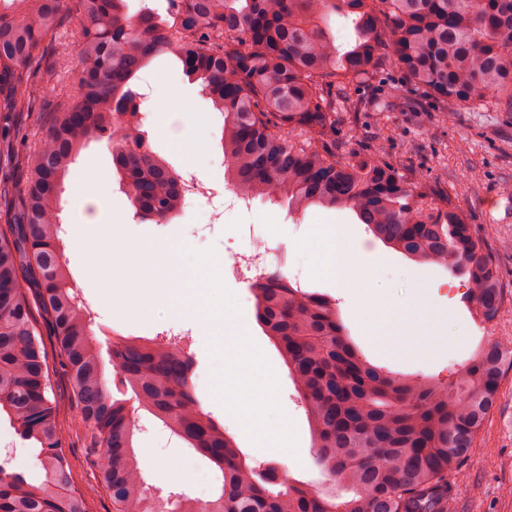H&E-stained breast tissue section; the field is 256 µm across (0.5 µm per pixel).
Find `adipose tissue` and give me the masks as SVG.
I'll return each instance as SVG.
<instances>
[{
    "label": "adipose tissue",
    "instance_id": "1",
    "mask_svg": "<svg viewBox=\"0 0 512 512\" xmlns=\"http://www.w3.org/2000/svg\"><path fill=\"white\" fill-rule=\"evenodd\" d=\"M121 219L99 223L90 218L73 238V256L86 271L85 281L99 288L103 297L121 304H151L178 292L182 279L176 261L165 251H158L160 265L153 287H145L128 262L143 251L141 242L123 236ZM372 266L365 256L355 252L339 253L336 282L354 298L362 328L369 337L388 350L400 353L417 351L420 346L444 342L438 329L448 321V314L436 315L426 302V290H415L413 301L400 310L384 306L368 281Z\"/></svg>",
    "mask_w": 512,
    "mask_h": 512
}]
</instances>
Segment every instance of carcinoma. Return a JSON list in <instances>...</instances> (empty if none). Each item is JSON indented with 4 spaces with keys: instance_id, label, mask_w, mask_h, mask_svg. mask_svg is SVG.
Listing matches in <instances>:
<instances>
[{
    "instance_id": "cac0c4a2",
    "label": "carcinoma",
    "mask_w": 512,
    "mask_h": 512,
    "mask_svg": "<svg viewBox=\"0 0 512 512\" xmlns=\"http://www.w3.org/2000/svg\"><path fill=\"white\" fill-rule=\"evenodd\" d=\"M170 2L171 23L151 9L129 13L127 0H0V112L28 113L49 88L58 99L48 134L28 153L0 146V169L25 170L20 183L0 177V214L11 218L0 225V413L31 445L43 476L34 485L0 460V512H85L25 277L38 285L113 512H452L448 474L468 460L496 407L512 345H481L455 384L401 376L365 360L335 303L278 270L253 285L256 321L288 367L314 460L332 484L257 472L202 409L185 349L163 337L120 339L112 365L135 400L222 478L207 501H157L138 467L128 402L109 391L93 318L69 286L59 201L82 145L119 130L123 148L113 162L138 190L136 210L162 222L183 205L182 178L152 150L132 90L142 69L171 53L224 116V167L241 193L294 213L351 209L383 244L468 277L470 309L489 324L504 287L468 214L425 176L386 160L383 148L337 142L336 128L368 110L416 112L426 100L446 113L486 104L512 110V0ZM333 14L356 30L345 52L328 28ZM72 19L80 25L77 99L52 84L54 68L36 82L29 75ZM387 68L401 81L378 108L361 90Z\"/></svg>"
}]
</instances>
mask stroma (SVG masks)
<instances>
[{
    "mask_svg": "<svg viewBox=\"0 0 512 512\" xmlns=\"http://www.w3.org/2000/svg\"><path fill=\"white\" fill-rule=\"evenodd\" d=\"M135 91L145 93V128L152 148L180 175L196 173L203 178H223L224 151L221 138L224 117L205 96L199 83L189 80L165 55L154 59L134 82ZM178 91L168 113L155 109L157 98ZM54 101L38 102L21 121L0 113V132L7 133L19 152L28 151L47 131ZM196 114L208 131V152L191 160L184 144L189 130L184 113ZM387 136L385 156L404 161L414 172L428 176L431 183L455 199L468 213L471 223L483 234L504 283V303L498 320L489 327L479 325L466 300L467 277L429 263H417L389 247L367 231L346 208L312 207L291 213L286 206L255 201L253 210L240 208L235 197L219 192L211 204L186 205L183 212L160 224L137 216L104 141H89L71 165V172L96 169L106 180L112 207L124 214L129 236L144 242L147 250L161 247L191 260L185 268L186 292L129 311L99 297L84 283L82 269L68 262L72 285L78 288L94 314L93 331L101 347L113 338L150 339L171 326L188 332L187 342L197 365L191 382L204 411L209 412L236 441L248 463L270 465L287 477L317 486L325 485L313 458V440L299 394L276 348L258 326L254 299L248 284L233 278L224 281V314L207 310L205 319L187 316L186 305L202 302L210 291L209 273L198 264L202 254L224 255L239 251L261 238L268 214L286 226L270 243L272 268L309 292L335 299L341 320L352 341L373 365L401 374H419L441 383L456 380L467 357L465 346L505 336L512 337V112L486 105L476 110L442 115L433 103L418 112H384L359 122L357 134L339 128L337 141L354 147L374 146ZM346 247L374 257L372 286L391 306L403 305L413 288L429 289V302L437 311L453 316L448 342L436 350L425 349L403 356L367 340L355 318V308L335 277L318 268L321 255ZM38 327L44 347L54 397L59 407V424L66 437L72 477L81 490L86 512H112V501L101 486L86 457V428L70 401L67 372L61 362L46 322ZM249 340L264 356L263 373L273 382L264 404L242 406L238 388L249 379L239 357L241 340ZM135 448L140 470L150 487L162 494L183 493L193 498H210L218 488L211 466L195 455L148 412L136 408ZM166 463L182 464L187 478L159 480L157 468ZM448 482L454 493L453 512H512V369L499 386L497 406L487 419L467 462L452 473Z\"/></svg>",
    "mask_w": 512,
    "mask_h": 512,
    "instance_id": "35a3bbf8",
    "label": "stroma"
}]
</instances>
